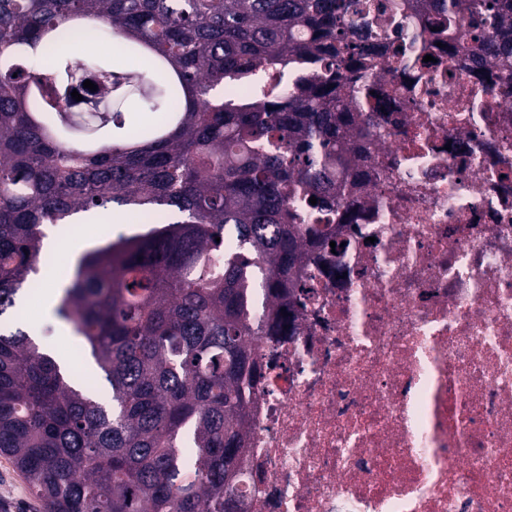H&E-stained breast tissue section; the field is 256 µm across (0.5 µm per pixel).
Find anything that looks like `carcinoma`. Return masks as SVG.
Instances as JSON below:
<instances>
[{"label":"carcinoma","instance_id":"cac0c4a2","mask_svg":"<svg viewBox=\"0 0 512 512\" xmlns=\"http://www.w3.org/2000/svg\"><path fill=\"white\" fill-rule=\"evenodd\" d=\"M425 6L448 16L436 35L495 65L512 0ZM68 22L112 34L113 56L138 65L63 47ZM382 32L372 0H0V317L40 274L46 225L182 215L85 253L54 309L112 403L0 328V453L47 512H244L226 466L264 377L250 340L292 335L299 273L358 201L382 98L350 75L376 67ZM85 80L117 102L103 124L68 111Z\"/></svg>","mask_w":512,"mask_h":512}]
</instances>
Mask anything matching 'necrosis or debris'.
<instances>
[{
	"mask_svg": "<svg viewBox=\"0 0 512 512\" xmlns=\"http://www.w3.org/2000/svg\"><path fill=\"white\" fill-rule=\"evenodd\" d=\"M380 3L366 201L301 271L294 335L252 343L247 512H512V58Z\"/></svg>",
	"mask_w": 512,
	"mask_h": 512,
	"instance_id": "4bbe7bcc",
	"label": "necrosis or debris"
}]
</instances>
